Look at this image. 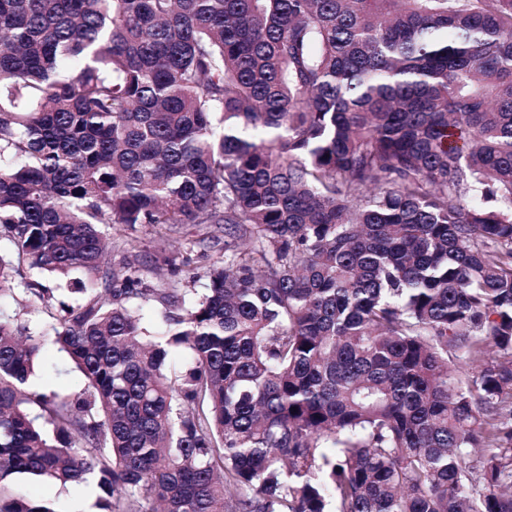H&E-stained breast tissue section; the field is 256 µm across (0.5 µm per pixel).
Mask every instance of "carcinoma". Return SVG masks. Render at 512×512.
I'll list each match as a JSON object with an SVG mask.
<instances>
[{
    "label": "carcinoma",
    "instance_id": "cac0c4a2",
    "mask_svg": "<svg viewBox=\"0 0 512 512\" xmlns=\"http://www.w3.org/2000/svg\"><path fill=\"white\" fill-rule=\"evenodd\" d=\"M2 241L0 512H512V0H0ZM150 238L148 228L144 226H136V229L126 231V248L129 254H139L143 259L149 260L152 245L149 243ZM193 257V266L197 268V271L202 273L205 271L214 261L220 260L224 257V241H220L218 245L212 243L208 247H195L190 253ZM32 380L45 392L67 394L79 391L85 384L81 373L73 369L64 355L55 348H52L48 358L35 368ZM14 486L25 495L31 494L37 497L60 500L69 510L76 512L98 511L95 507L98 490L92 485L72 487L67 492H61L58 487L47 481L28 475H17L14 478Z\"/></svg>",
    "mask_w": 512,
    "mask_h": 512
}]
</instances>
